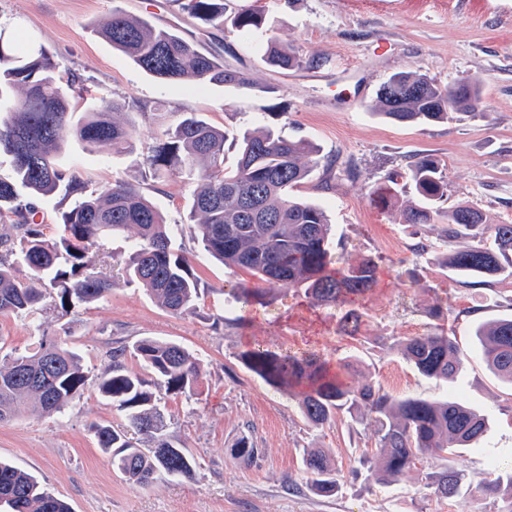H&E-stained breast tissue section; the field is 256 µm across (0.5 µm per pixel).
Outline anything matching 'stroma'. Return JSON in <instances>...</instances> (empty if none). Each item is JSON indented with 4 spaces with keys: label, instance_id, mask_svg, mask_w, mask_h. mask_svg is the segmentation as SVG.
Segmentation results:
<instances>
[{
    "label": "stroma",
    "instance_id": "35a3bbf8",
    "mask_svg": "<svg viewBox=\"0 0 512 512\" xmlns=\"http://www.w3.org/2000/svg\"><path fill=\"white\" fill-rule=\"evenodd\" d=\"M272 32L317 67L277 72L263 59L264 35L224 34L225 63L249 86L157 79L135 65L93 28L119 7L158 26L190 29L179 0H0V24L44 46L61 83L73 84L75 111L123 104L122 121L137 133V152L110 147L88 153L69 143L62 156L88 191L121 179L162 213L200 280L195 313L162 309L123 271L133 231L109 238L97 270L112 280L111 295L69 311L48 306L31 315L0 316V353L36 350L56 340L79 350L91 375L109 369L112 343L157 338L180 343L203 366L191 396L161 393L166 432L188 449L191 475L136 487L112 468L91 426L126 427V414L87 388L63 413L24 414L0 423V459L45 483L72 512H512V497L495 488L512 472V388L482 362L472 325L512 314V279L469 287L438 264L441 224H407L411 194L387 176L406 172L416 157L435 158L448 183L447 207L467 203L488 224H512V0H259ZM412 71L445 85L460 80L482 88L476 111L444 123L404 125L375 114L380 85ZM192 112L231 133L269 126L289 139L313 142L320 164L296 191L322 206L336 251L354 262L381 258L378 285L357 301L363 314L357 338L340 335L336 308L313 304L302 291L270 295L265 303L235 301L232 270L202 250L187 226L194 181L174 176L155 182L142 164L165 127ZM443 319L430 316L434 303ZM443 326L465 352V368L439 382L419 374L387 346ZM262 346L315 355L329 363L359 361L350 382L372 381L400 397L455 396L481 409L490 427L478 447L448 461L431 460L381 485L358 462L374 451V428L344 417L315 427L298 399L267 385L241 363L242 351ZM258 450L252 462L236 452L241 438ZM323 448L336 460L340 488L314 494L302 458ZM465 477L461 499L441 498L433 477L443 467Z\"/></svg>",
    "mask_w": 512,
    "mask_h": 512
}]
</instances>
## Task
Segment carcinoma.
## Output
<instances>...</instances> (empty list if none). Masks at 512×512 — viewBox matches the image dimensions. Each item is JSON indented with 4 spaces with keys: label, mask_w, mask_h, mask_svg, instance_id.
<instances>
[{
    "label": "carcinoma",
    "mask_w": 512,
    "mask_h": 512,
    "mask_svg": "<svg viewBox=\"0 0 512 512\" xmlns=\"http://www.w3.org/2000/svg\"><path fill=\"white\" fill-rule=\"evenodd\" d=\"M187 10L205 32H222L227 22L237 31L261 30L266 25L264 11L254 5L228 19L224 0H188ZM95 32L163 81L250 85L243 72L220 60V53H204L177 31L125 10H112ZM263 58L276 70L317 65L274 35L264 44ZM58 67L45 48L15 42L0 29V112L7 114L0 123V156L9 158L12 169L10 179L0 178V218L14 217L12 229L19 232L16 250L8 245L11 235L0 233V246L6 247L0 255V314L43 309L49 287L56 290L54 306L63 310L108 298L112 280L96 271L97 258L108 238L129 229L136 235L126 262L129 277L168 312H191L199 298V280L157 208L122 180L88 194L79 173L58 162L71 139L89 153L107 145L114 153H132L136 148L132 131L117 118L123 106L116 102L74 119L69 102L72 86L58 82ZM480 100L481 87L475 82L441 86L425 75L400 72L380 86L373 110L396 123L432 124L451 119L453 112H473ZM226 140L224 130L186 113L167 127L142 164L158 182L199 173L190 205L192 230L206 252L250 277L234 289L237 301H259L274 287L302 288L313 302L341 309L340 333L356 335L362 314L353 308L355 297L378 284L379 258L365 255L355 263H341L333 253L323 209L294 197V190L319 165V149L258 127L240 136L237 159L227 166ZM406 185L412 198L403 213L404 223L444 221L443 237L449 248L441 263L450 274L467 286L512 279V224L493 225L488 243L483 237L486 216L480 210L468 204L450 210L440 207L448 183L439 163L427 155L412 162ZM60 191L79 199L62 213L61 234L49 242L36 222V201ZM20 266L28 269L27 277L17 276ZM472 336L488 369L512 385V315L476 323ZM391 349L422 376L435 380L452 379L464 361L457 337L442 331L412 336ZM129 353L156 380L150 382L128 370ZM107 356L111 369L97 378L96 385L150 443L141 448L124 429L94 425L99 447L112 452V467L141 487L190 475L194 459L166 435L151 387L193 393L202 374L199 360L179 343L152 338L130 347L114 346ZM240 360L267 384L295 393L304 420L313 426L329 424L340 414L349 415L353 423L370 421L378 434L377 452H362L359 462L381 483L398 478L426 458L446 459L475 447L487 429L484 415L451 398L397 399L371 381L351 386L347 381L354 365L351 360L338 361L333 374L324 361L283 350L251 348L241 352ZM90 380L78 354L55 340L45 341L32 353L0 362V422L24 410L60 414ZM303 466L314 493H336L339 470L327 451L308 449ZM463 481L460 471L446 467L435 475L434 484L439 496L452 500L461 496ZM3 504L9 512H70L68 504L35 477L0 462Z\"/></svg>",
    "instance_id": "obj_1"
}]
</instances>
